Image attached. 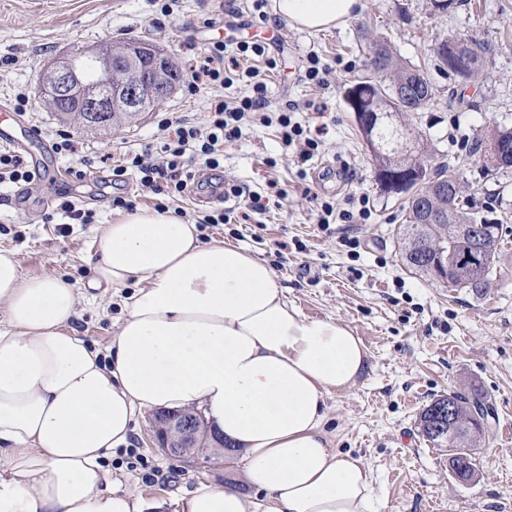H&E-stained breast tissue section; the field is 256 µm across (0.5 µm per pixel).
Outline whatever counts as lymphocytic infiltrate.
<instances>
[{"instance_id": "1", "label": "lymphocytic infiltrate", "mask_w": 512, "mask_h": 512, "mask_svg": "<svg viewBox=\"0 0 512 512\" xmlns=\"http://www.w3.org/2000/svg\"><path fill=\"white\" fill-rule=\"evenodd\" d=\"M261 59L263 67H255L254 59ZM248 67H241V60ZM275 58L266 54L264 45L242 41L228 47L224 41L208 44L200 56L193 73L190 88L201 92L213 87H230L238 82L248 83L251 92L232 100L211 98L203 124L195 125L178 117H162L157 125L163 136L156 144H149L141 152L125 158L123 164L112 169L113 180H123L127 171H135L141 186L154 194L174 198L184 193L187 158L203 160L207 167L220 165L226 143L239 140L245 127L276 125L283 146H299L302 157L313 155L319 148L316 139L307 137L302 124L292 110L286 109L271 117L267 86L262 68H275Z\"/></svg>"}]
</instances>
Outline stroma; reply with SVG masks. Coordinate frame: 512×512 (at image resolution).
I'll list each match as a JSON object with an SVG mask.
<instances>
[{
	"label": "stroma",
	"mask_w": 512,
	"mask_h": 512,
	"mask_svg": "<svg viewBox=\"0 0 512 512\" xmlns=\"http://www.w3.org/2000/svg\"><path fill=\"white\" fill-rule=\"evenodd\" d=\"M363 4L344 27L310 33L291 26L274 6L257 13L252 0H176L168 17L156 0H0V58L9 60L0 67V106L14 108L16 96L25 94L24 118L44 141L57 142L64 132L78 143L77 154H56L55 183L0 186V248L15 251L24 274L87 283L98 229L117 213L113 196L134 197L139 207L155 204L134 173L117 189L102 183L103 157L119 160L153 142L164 113L203 122L207 101L190 90L185 73L212 39L268 46L278 63L266 76L271 111L294 106L303 125L323 127L322 143L304 161L281 149L271 126L226 146L225 180L247 195L267 194L274 180L286 196L271 199L259 223L201 225L203 239L231 242L265 260L302 315L342 323L362 340L367 366L351 391L327 396L325 430L332 449L360 458L369 470L377 512H512V440L493 437L478 448V477L466 486L451 477L447 449L417 428L432 399L468 386L492 406L493 429L512 426V168L485 175L480 156L469 153L473 138L512 129V0H462L442 14L430 0ZM451 36L485 47L477 77L447 78L434 67L430 46ZM126 38L156 44L184 73L160 108L130 125L81 129L43 107L39 86L49 62ZM374 41L425 67L434 96L415 126L428 140L432 165L460 170L476 211L491 209L503 219V242L483 291L429 283L403 264L397 231L405 198L378 188L344 98ZM312 56L329 69L324 85L307 77ZM270 157L277 167L267 166ZM79 167L87 172L81 181L72 174ZM63 195L93 210V223L64 230L45 222ZM362 197L372 207L369 220L320 223L322 202L355 212ZM122 308L117 297L81 299L79 335L106 347ZM152 419L149 413L136 419L127 445L115 449L107 465L146 502L163 501L160 512H177L180 499L199 484L241 477L238 460L199 464L166 456L154 440Z\"/></svg>",
	"instance_id": "stroma-1"
}]
</instances>
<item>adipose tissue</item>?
I'll use <instances>...</instances> for the list:
<instances>
[{
	"mask_svg": "<svg viewBox=\"0 0 512 512\" xmlns=\"http://www.w3.org/2000/svg\"><path fill=\"white\" fill-rule=\"evenodd\" d=\"M276 8L322 32L363 2ZM97 240L89 288L131 291L103 350L73 327L81 289L0 248V512H145L103 461L138 414L187 407L241 451L247 486L199 485L181 512H375L369 471L324 429L327 396L367 365L358 336L304 318L264 260L172 212L117 214Z\"/></svg>",
	"mask_w": 512,
	"mask_h": 512,
	"instance_id": "ef3b65f1",
	"label": "adipose tissue"
}]
</instances>
